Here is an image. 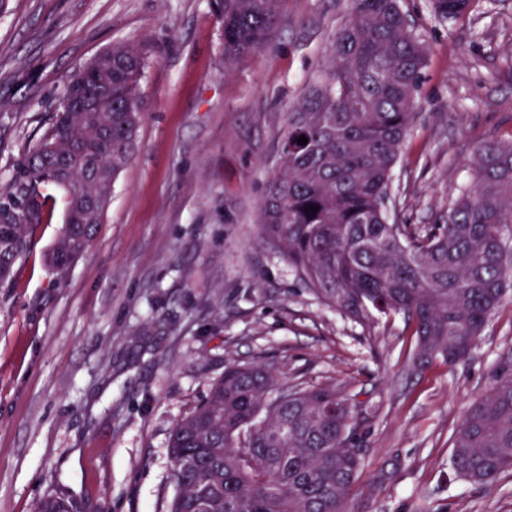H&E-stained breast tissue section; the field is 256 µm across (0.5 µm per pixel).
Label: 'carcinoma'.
<instances>
[{"instance_id":"cac0c4a2","label":"carcinoma","mask_w":512,"mask_h":512,"mask_svg":"<svg viewBox=\"0 0 512 512\" xmlns=\"http://www.w3.org/2000/svg\"><path fill=\"white\" fill-rule=\"evenodd\" d=\"M283 3L211 0L225 66L268 45ZM351 3L326 69L288 112L262 224L328 306L356 321L374 310L412 320V371L439 359L452 365L512 293V135L475 147L473 186L459 189L447 223L420 232L390 220L392 171L415 120L427 48L400 0ZM433 8L458 18L466 3L433 0ZM107 64L112 99L93 112L58 109L0 192L1 285L27 250V226L42 221L46 187L66 192L65 227L50 253L63 273L93 239L134 154L145 57L118 43ZM357 406L343 387L282 389L263 365L226 366L170 432L177 493L167 512H349L364 463ZM451 465L478 485L512 471V364L469 406ZM35 512L77 507L48 496Z\"/></svg>"}]
</instances>
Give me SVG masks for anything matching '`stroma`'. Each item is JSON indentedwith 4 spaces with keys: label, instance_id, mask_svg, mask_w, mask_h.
Instances as JSON below:
<instances>
[{
    "label": "stroma",
    "instance_id": "stroma-1",
    "mask_svg": "<svg viewBox=\"0 0 512 512\" xmlns=\"http://www.w3.org/2000/svg\"><path fill=\"white\" fill-rule=\"evenodd\" d=\"M402 5L428 57L392 192L400 223L428 226L471 183L474 148L512 135V0H472L453 20L432 0ZM350 11L285 0L269 47L228 68L211 0H0V188L75 71L117 42L147 56L134 156L93 241L56 275L66 195L49 189L0 285V512L49 495L79 512H166L170 431L233 361L358 394L351 512H512V473L470 484L450 440L512 356V301L470 357L415 373L403 315L328 307L261 224L289 109Z\"/></svg>",
    "mask_w": 512,
    "mask_h": 512
}]
</instances>
